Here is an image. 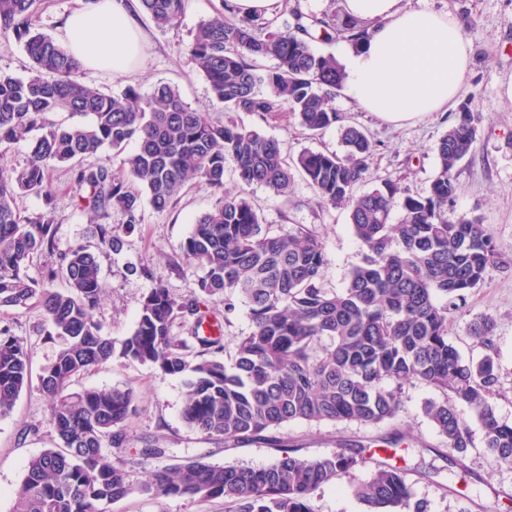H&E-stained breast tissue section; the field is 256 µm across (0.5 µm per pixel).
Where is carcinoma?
Returning <instances> with one entry per match:
<instances>
[{
	"label": "carcinoma",
	"mask_w": 512,
	"mask_h": 512,
	"mask_svg": "<svg viewBox=\"0 0 512 512\" xmlns=\"http://www.w3.org/2000/svg\"><path fill=\"white\" fill-rule=\"evenodd\" d=\"M188 0H139L160 30L178 25ZM38 0H0V46L16 41L31 61L30 75H0V155L25 142L21 168H0V308L36 302L49 337L62 345L38 382L49 398L58 443L31 458L12 512H109L136 491L154 498L224 499L227 512H312L320 487L373 459L367 446L321 457L284 448L263 468L223 466L201 459L152 471L137 488L110 447L134 412L129 389H72L79 375L116 356L165 374L186 375L182 418L186 425L224 443L278 441L272 432L288 422H355L379 425L396 418L401 386L418 381L441 398L424 415L448 442L465 451L473 434L460 407L481 425L484 448L512 465V425L500 422L491 398L499 375L493 352L494 319L475 318L470 334L486 350L464 362L448 342V312L477 287L494 259L492 235L477 217L457 213L456 167L475 151L482 117L459 114L440 137L437 171L427 195L406 194L391 223L396 187L370 180L374 145L358 124L336 110L344 73L314 43L345 40L357 47L370 33L347 14L307 15L292 21L219 15L201 23L189 44L196 70L227 112L276 116L288 111L316 136L338 125L344 151L304 150L290 161L278 140L234 118L216 123L186 103L178 88L161 85L143 95L128 86L108 95L84 85L82 67L64 46L33 26ZM275 66L265 69L263 59ZM82 116L85 122L70 118ZM93 166L83 164L104 151ZM68 165L97 225L99 248L121 251L123 237L143 221L144 204L158 213L179 198L189 181L204 180L217 195L180 245L179 259L202 271L199 290L224 295V323L238 303L251 328L229 351L203 329L209 313L195 295L177 299L161 286L144 298L134 330L120 340L101 332L94 311L104 291L98 255L86 246L55 254L50 172ZM241 187L262 186L288 197L300 172L324 208H344L363 257L336 292L323 285L329 259L316 231L304 224L285 230L268 224L244 192L224 190L226 167ZM44 200L45 210L23 217L18 194ZM126 222H107L112 209ZM37 256L47 261L38 280L29 275ZM62 278L66 287L54 286ZM187 327L199 350L172 335ZM32 382L31 352L0 327V417L12 411ZM367 512H430L416 496L407 471L376 461L369 478L353 485Z\"/></svg>",
	"instance_id": "carcinoma-1"
}]
</instances>
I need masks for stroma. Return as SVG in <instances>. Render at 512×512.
<instances>
[{
  "label": "stroma",
  "instance_id": "35a3bbf8",
  "mask_svg": "<svg viewBox=\"0 0 512 512\" xmlns=\"http://www.w3.org/2000/svg\"><path fill=\"white\" fill-rule=\"evenodd\" d=\"M406 7L429 6L445 9L463 25L469 47V64L461 92L449 111L435 112L396 127L365 112L346 94H338L336 108L362 125L376 147L368 164L373 178L388 180L411 194H426L436 173V145L460 111L480 114L476 149L457 168L459 192L454 209L479 215L494 238L495 258L484 280L468 291L448 320V340L466 361L483 358L469 325L482 315L496 320L495 361L499 391L492 404L500 421L512 424V98L505 89L512 83V0H403ZM224 10V0H188L178 27L161 30L147 17L138 24L144 44L135 70L114 74L97 69L83 70L81 81L104 92H121L133 86L148 94L163 84L178 86L184 100L208 112L216 122L224 121L222 104L212 101L206 78L195 71L188 44L197 27ZM236 118L248 127L279 141L288 157L306 149L341 150L338 127L310 136L289 113L274 118L240 112ZM55 248L64 253L75 246L98 244L95 225L90 224L76 191L72 172L62 166L51 174ZM247 195L267 223L291 227L315 225L329 258L323 273L326 288L342 289L351 269L361 260L346 210L322 209L302 175H295L288 199H281L259 186ZM213 190L193 181L176 205L158 213L148 209L142 224L125 237L120 252L100 256L105 291L96 311L103 334L115 339L133 330L143 298L155 286L168 288L181 298L198 290L200 272L179 262L180 245L193 220L212 208ZM23 340L32 351V369L49 364L58 349L45 330V318L37 305L0 309V327ZM82 387H120L132 390L136 410L123 427L122 447L113 449L114 460L123 463L131 482L144 481L152 469L171 466L189 458L221 465L253 468L270 466L282 448L299 449L301 455L319 457L340 451L343 442L371 443L394 432L405 439L397 448V462L405 466L417 497L427 499L431 512H496L512 496V466L496 464L484 448L477 420L469 425L476 441L465 452L444 442L424 416L425 400L437 398L432 387L414 382L403 385L397 417L378 426L347 422L309 424L290 422L276 431L282 448L261 442L224 444L189 429L181 409L184 380L166 375L136 361L113 358L78 380ZM159 440L169 448L168 456L146 459L140 454L146 441ZM56 435L49 422V400L38 384L24 389L9 416L0 418V512H11L22 482L24 467L34 456L55 447ZM371 466L352 470L335 482L318 489L311 497L313 512H367L352 494L353 483L366 480ZM110 512H224L220 499L189 500L180 497L154 499L134 494L111 505Z\"/></svg>",
  "mask_w": 512,
  "mask_h": 512
}]
</instances>
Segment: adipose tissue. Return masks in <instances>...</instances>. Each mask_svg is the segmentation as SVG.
<instances>
[{
	"instance_id": "ef3b65f1",
	"label": "adipose tissue",
	"mask_w": 512,
	"mask_h": 512,
	"mask_svg": "<svg viewBox=\"0 0 512 512\" xmlns=\"http://www.w3.org/2000/svg\"><path fill=\"white\" fill-rule=\"evenodd\" d=\"M369 23L367 44L343 57L348 96L398 124L451 109L468 63L462 27L448 11L409 9L402 0H343ZM141 34L129 0H82L63 22V43L85 69L132 71Z\"/></svg>"
}]
</instances>
